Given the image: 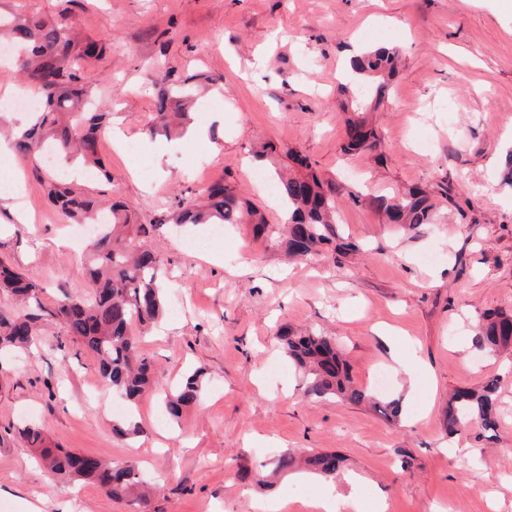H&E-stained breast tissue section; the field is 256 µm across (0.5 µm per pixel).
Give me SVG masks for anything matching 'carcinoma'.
Here are the masks:
<instances>
[{"label":"carcinoma","mask_w":512,"mask_h":512,"mask_svg":"<svg viewBox=\"0 0 512 512\" xmlns=\"http://www.w3.org/2000/svg\"><path fill=\"white\" fill-rule=\"evenodd\" d=\"M8 40L18 51V71L40 92L39 106L32 123L17 131L12 139L14 157L39 166L46 150L69 165L78 159L102 175L107 170L98 155V137L107 113L93 107L92 91L78 69L77 59H98L107 48L106 40L83 39L66 22L38 16H0V39ZM399 61L397 51L379 47L365 49L349 61L341 82L345 94L357 89L351 98L346 138L340 146L344 155L375 152L381 145L378 129L367 117L388 97L390 81ZM156 95V112L150 132L179 134L190 121L192 90L188 80L167 74ZM299 171L279 177L278 195L288 210V222L268 224L263 215L242 201L222 183L209 186L204 201L180 198L170 220L176 224H249L256 238L268 240L290 258L310 259L326 251L346 257L359 246L338 233L337 209L343 200L362 202L363 194L353 187L322 179L312 163L296 154L288 155ZM48 195L61 213L74 223L87 224L98 212L74 181L47 174ZM368 204L388 224L415 229L437 220L436 202L421 188L409 189L401 196H373ZM110 229L87 246L85 269L91 283L86 297L65 294L52 307L40 300L43 291L33 271L19 272L0 259V296L21 302L11 310H0V346L27 347L43 321L59 326L64 335L93 354L101 383L119 391L134 403L154 384L152 364L140 349L132 330L137 323L147 328L164 309V270L149 248L146 224L131 223L125 206L115 202L108 209ZM278 340L295 367L304 375V395L317 400L337 399L360 405L371 399L367 390L354 385L347 360L335 338L318 332L301 333L285 326ZM482 350L499 351L512 347V313L490 315L475 338ZM499 379L490 378L479 390H458L448 400L445 421L448 434L457 433L474 422L486 431L495 428V401ZM202 392L200 373L184 377L179 386L165 392L164 406L172 419L181 417L185 407L196 402ZM374 409L388 419L400 417V400L377 401ZM28 447L38 451L54 474L91 480L117 501L148 503L152 491L132 461L112 465L98 457L85 466L81 455L52 444L45 433L26 426L17 430ZM295 453H281L268 470L243 468L239 477L258 486H267L278 475L297 463ZM305 465L314 473L336 478L339 459L334 453H309Z\"/></svg>","instance_id":"cac0c4a2"}]
</instances>
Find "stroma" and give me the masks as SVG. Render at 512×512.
<instances>
[{"label":"stroma","instance_id":"obj_1","mask_svg":"<svg viewBox=\"0 0 512 512\" xmlns=\"http://www.w3.org/2000/svg\"><path fill=\"white\" fill-rule=\"evenodd\" d=\"M16 10L65 12L88 36L107 38L82 74L138 153L117 154L104 132L108 174L83 187L151 224L168 276L164 314L139 338L159 387L134 407L137 437L113 433L112 390L91 354L58 349L57 325L43 323L27 349L0 351V512H19L23 497L43 500L45 512H135L89 482L54 477L10 435L25 425L82 454L136 460L158 486L151 512H259L264 501L272 512H309V499L353 489L365 512H512V352L473 343L487 312L512 310V187L502 180L512 10L500 0H0L1 14ZM354 45L396 48L400 62L388 101L369 115L381 146L344 157L337 86ZM166 70L213 79L192 113L207 146L149 134L153 81ZM269 143L276 154L261 157ZM292 152L368 194L427 188L439 220L408 231L345 203L339 227L359 252L295 264L245 224L226 225L220 240L206 224L156 225L177 196L200 200L217 181L282 223L267 186ZM15 169L33 220L18 221L13 198L0 197V256L38 273L45 304L85 294L72 223L31 164ZM283 324L336 337L355 385L405 399V419L304 397L303 375L276 339ZM397 350L416 355L414 379L390 370ZM197 369L201 399L170 420L164 390ZM493 376L496 429L449 437V394ZM289 448L337 454V479L292 473L267 491L238 479L239 467L270 465Z\"/></svg>","mask_w":512,"mask_h":512}]
</instances>
